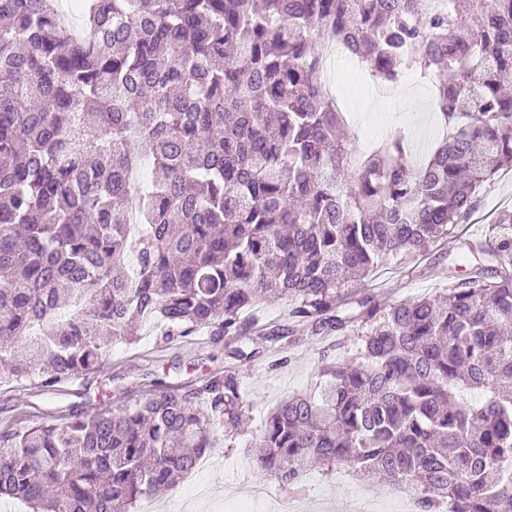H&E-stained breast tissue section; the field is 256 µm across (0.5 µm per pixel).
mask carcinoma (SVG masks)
Returning a JSON list of instances; mask_svg holds the SVG:
<instances>
[{
	"label": "carcinoma",
	"instance_id": "1",
	"mask_svg": "<svg viewBox=\"0 0 512 512\" xmlns=\"http://www.w3.org/2000/svg\"><path fill=\"white\" fill-rule=\"evenodd\" d=\"M86 0L70 38L55 0H0V385L46 390L104 367L139 327L160 341L279 342L289 319L356 350L321 367L252 444L300 491L312 467L414 489V512H512V211L463 247L443 294L379 303L351 277L453 237L483 183L512 170V0ZM340 44L375 83L431 82L446 128L416 161L401 131L356 143L324 89ZM140 224L128 232L141 161ZM136 256L130 272L125 256ZM460 388L485 401L458 400ZM241 370L120 408L0 429V495L34 512H130L235 443ZM245 319H257L259 324L288 325V304L279 303L275 305H260L247 309L243 312Z\"/></svg>",
	"mask_w": 512,
	"mask_h": 512
}]
</instances>
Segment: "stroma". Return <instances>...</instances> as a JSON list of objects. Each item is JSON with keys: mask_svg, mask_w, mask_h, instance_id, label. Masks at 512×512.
<instances>
[{"mask_svg": "<svg viewBox=\"0 0 512 512\" xmlns=\"http://www.w3.org/2000/svg\"><path fill=\"white\" fill-rule=\"evenodd\" d=\"M335 95L355 123L360 148H367L379 135L397 128H410L425 142H432L438 131L427 104L431 85L411 76L412 87L404 103L377 110L369 91V76L354 70L351 59L335 62ZM512 210V171L500 173L485 183L479 207L460 228L462 237L483 238L494 215ZM458 244H434L424 256L410 263L397 258L384 260L367 278L354 281L348 289L391 302L431 296L462 277L467 269L457 262ZM287 353L276 345L258 342L254 357L243 368L242 392L250 404L248 419L236 447H219L212 456L214 466L199 469L167 493L155 498L156 512H172L176 502L194 499L196 512H238L250 503L261 481L248 446L263 429L270 411L288 395L316 394L324 383L318 371L321 358L343 360L355 348L350 336H316L298 330ZM224 340H212L207 332L194 339L163 344L152 327H143L132 344L113 345L103 371L74 379L53 393L23 381L0 387V427L7 422L24 426L42 416L64 412L71 406L92 413L101 407L118 408L140 398L149 390L152 379L162 378L177 385L223 371L231 366ZM365 497L377 512H394L402 499L396 487L368 480L341 478L315 470L304 477L301 492L293 500L299 512H352L355 498Z\"/></svg>", "mask_w": 512, "mask_h": 512, "instance_id": "35a3bbf8", "label": "stroma"}]
</instances>
